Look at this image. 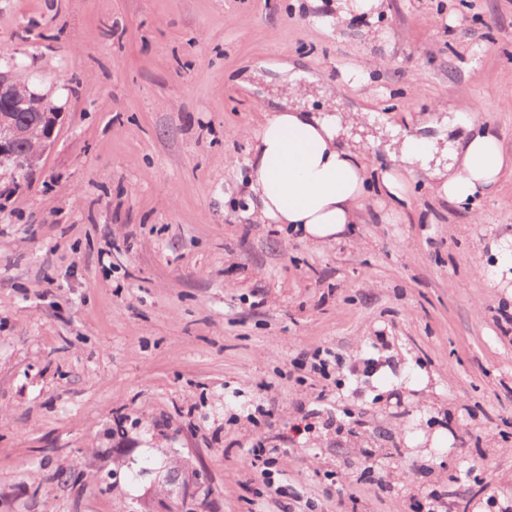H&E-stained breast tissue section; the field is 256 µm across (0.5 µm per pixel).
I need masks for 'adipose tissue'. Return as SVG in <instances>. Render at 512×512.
Masks as SVG:
<instances>
[{"instance_id":"1","label":"adipose tissue","mask_w":512,"mask_h":512,"mask_svg":"<svg viewBox=\"0 0 512 512\" xmlns=\"http://www.w3.org/2000/svg\"><path fill=\"white\" fill-rule=\"evenodd\" d=\"M299 91L290 83L286 100L254 136L251 209L260 223L289 224L306 240L327 242L355 222L371 167L342 144L340 116L289 105ZM467 130L444 148L432 138L397 134L393 152L403 165L430 171L440 198L460 203L478 193L495 195L512 159L495 136L472 123Z\"/></svg>"}]
</instances>
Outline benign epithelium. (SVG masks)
<instances>
[{"label":"benign epithelium","instance_id":"obj_1","mask_svg":"<svg viewBox=\"0 0 512 512\" xmlns=\"http://www.w3.org/2000/svg\"><path fill=\"white\" fill-rule=\"evenodd\" d=\"M6 112H25L28 120L19 127L4 116ZM62 116L46 95L15 82L11 71L0 69V168L23 171L36 164L50 146ZM20 139L26 140L22 152L16 148ZM149 493L153 512H207L212 491L202 474L185 478L178 465L153 482Z\"/></svg>","mask_w":512,"mask_h":512}]
</instances>
